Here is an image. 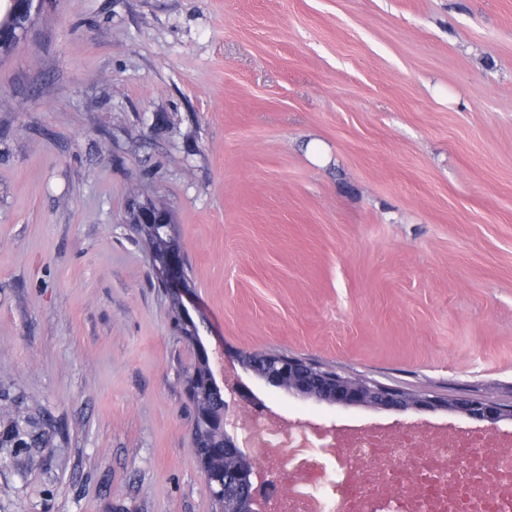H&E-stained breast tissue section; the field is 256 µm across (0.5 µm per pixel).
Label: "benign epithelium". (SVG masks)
<instances>
[{"mask_svg":"<svg viewBox=\"0 0 512 512\" xmlns=\"http://www.w3.org/2000/svg\"><path fill=\"white\" fill-rule=\"evenodd\" d=\"M131 223L161 224L163 220L149 208L139 205L132 210ZM154 264L161 286L188 304H193L192 291L183 274L181 255L169 253L155 260ZM198 345L207 361L203 383L211 391H221L224 400L221 411L208 417L209 426L216 429L222 439L224 496L233 499L237 506L236 512H264L262 504H272L284 481L241 448L234 418V410L238 407H245L250 412L256 410L257 400L242 383L225 387L218 385L213 370L217 351H208L201 341ZM259 357L262 358L260 362L241 354L238 362L267 385L306 400L396 412L444 410L462 418L484 420L492 424L506 419L512 421V403L476 395L449 399L431 392L391 388L376 381L352 378L323 364L317 365L307 359L279 352H262Z\"/></svg>","mask_w":512,"mask_h":512,"instance_id":"7a95c632","label":"benign epithelium"}]
</instances>
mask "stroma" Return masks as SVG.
Masks as SVG:
<instances>
[{"label":"stroma","instance_id":"35a3bbf8","mask_svg":"<svg viewBox=\"0 0 512 512\" xmlns=\"http://www.w3.org/2000/svg\"><path fill=\"white\" fill-rule=\"evenodd\" d=\"M318 140L328 159L309 154ZM162 198L217 380L276 351L512 401V0H45L0 61V512H212L193 346L126 215ZM9 430V441L21 444L24 448H39L44 443L42 434L28 430L19 420L12 421Z\"/></svg>","mask_w":512,"mask_h":512}]
</instances>
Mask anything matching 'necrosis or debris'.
<instances>
[{"label": "necrosis or debris", "mask_w": 512, "mask_h": 512, "mask_svg": "<svg viewBox=\"0 0 512 512\" xmlns=\"http://www.w3.org/2000/svg\"><path fill=\"white\" fill-rule=\"evenodd\" d=\"M276 441L267 429L253 439L294 489L274 512H512V437L360 428L339 439L332 480Z\"/></svg>", "instance_id": "4bbe7bcc"}]
</instances>
